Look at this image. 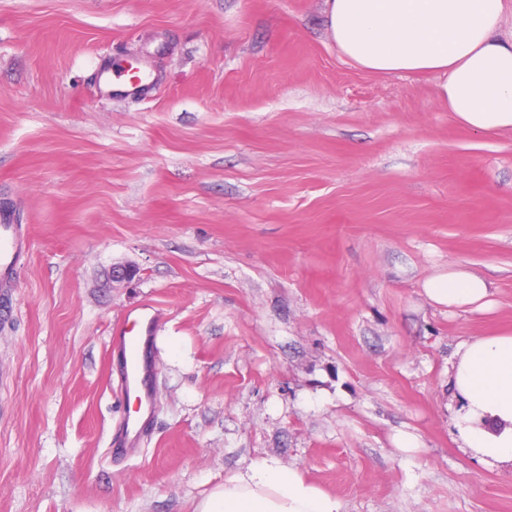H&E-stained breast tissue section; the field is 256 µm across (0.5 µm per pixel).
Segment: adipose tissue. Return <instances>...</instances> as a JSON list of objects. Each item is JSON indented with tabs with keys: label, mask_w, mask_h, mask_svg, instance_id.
Wrapping results in <instances>:
<instances>
[{
	"label": "adipose tissue",
	"mask_w": 512,
	"mask_h": 512,
	"mask_svg": "<svg viewBox=\"0 0 512 512\" xmlns=\"http://www.w3.org/2000/svg\"><path fill=\"white\" fill-rule=\"evenodd\" d=\"M503 12V0H324L330 37L344 58L376 74L440 75L441 100L476 133L512 130V39L499 36ZM424 293L461 310L491 304L489 284L461 266L428 280ZM449 385L465 452L489 467L512 465V334L460 345ZM341 510L299 468L260 458L225 478L195 512Z\"/></svg>",
	"instance_id": "obj_1"
}]
</instances>
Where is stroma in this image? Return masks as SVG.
<instances>
[{"label": "stroma", "mask_w": 512, "mask_h": 512, "mask_svg": "<svg viewBox=\"0 0 512 512\" xmlns=\"http://www.w3.org/2000/svg\"><path fill=\"white\" fill-rule=\"evenodd\" d=\"M130 68L142 96L98 82ZM440 82L342 57L322 0H0V212L29 233L0 512H195L259 458L342 512H512L448 388L459 344L512 331V131ZM451 265L491 309L427 299ZM148 304L157 407L117 460L109 338Z\"/></svg>", "instance_id": "1"}]
</instances>
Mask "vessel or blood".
<instances>
[{
	"label": "vessel or blood",
	"mask_w": 512,
	"mask_h": 512,
	"mask_svg": "<svg viewBox=\"0 0 512 512\" xmlns=\"http://www.w3.org/2000/svg\"><path fill=\"white\" fill-rule=\"evenodd\" d=\"M26 247L17 225L0 220V283L10 284L17 270V263ZM156 329L155 318L149 308L122 326L111 338V354L115 356L123 372L122 384L126 391L137 394L138 402H150L153 369L143 350ZM147 421L142 416H127L124 426L112 438L114 456L125 457L140 448Z\"/></svg>",
	"instance_id": "obj_1"
}]
</instances>
